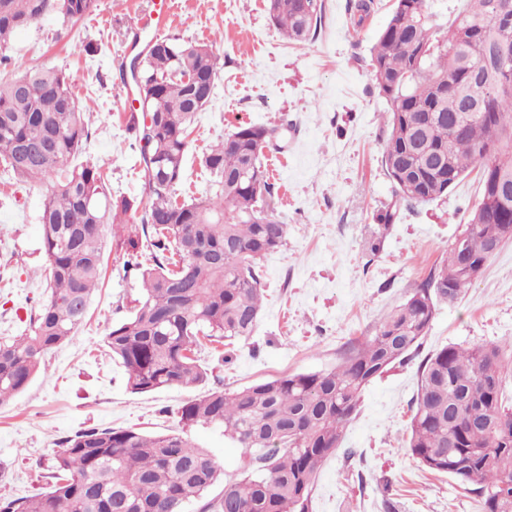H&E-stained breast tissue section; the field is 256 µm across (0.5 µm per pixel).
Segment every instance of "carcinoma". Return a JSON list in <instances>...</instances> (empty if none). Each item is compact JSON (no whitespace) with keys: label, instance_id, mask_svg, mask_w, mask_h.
Instances as JSON below:
<instances>
[{"label":"carcinoma","instance_id":"obj_1","mask_svg":"<svg viewBox=\"0 0 512 512\" xmlns=\"http://www.w3.org/2000/svg\"><path fill=\"white\" fill-rule=\"evenodd\" d=\"M99 0H0V65L14 34L54 13L72 25ZM323 0H272L269 15L289 42L306 43L322 26ZM141 116L129 129L140 146L143 194L112 197L100 169L77 162L91 132L69 75L30 67L0 79V162L21 181L52 179L40 215L48 301L18 336L0 339V405L24 391L44 356L84 321L102 278L107 224L142 288L132 313L105 344L127 387L145 393L196 387L208 379L203 341L253 336L262 307V259L280 249L288 225L275 216L276 188L261 157L278 128L244 123L212 146L203 165L209 192L180 202L188 128L212 98L219 58L207 44L157 39L136 56ZM390 104L382 165L407 207L448 191L479 169L482 195L461 234L375 334L350 342L330 371L273 377L237 390L215 389L185 403L178 429L87 428L58 442L51 482L29 497L0 498V512H183L215 484L220 497L202 512H310L323 463L341 448L364 387L416 354L441 302H453L483 271L492 244L512 239V0H467L442 31L428 0H395L370 58ZM193 74L186 83L182 74ZM509 367L498 344L446 345L419 366L407 450L480 499L483 512H512V403ZM224 430L242 449L236 475L224 471L188 432Z\"/></svg>","mask_w":512,"mask_h":512}]
</instances>
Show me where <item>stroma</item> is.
I'll return each mask as SVG.
<instances>
[{"label":"stroma","mask_w":512,"mask_h":512,"mask_svg":"<svg viewBox=\"0 0 512 512\" xmlns=\"http://www.w3.org/2000/svg\"><path fill=\"white\" fill-rule=\"evenodd\" d=\"M155 0H100L76 25L54 14L18 31L8 65L64 70L87 106L91 137L85 160L107 174L113 194L142 191L139 146L129 128L126 84L119 68L135 54L133 19ZM166 31L180 43L212 45L221 69L214 95L190 125L186 179L178 199L205 193L202 165L210 145L235 126H281L262 162L277 193L276 215L288 237L262 261L263 311L254 335L205 349V384L131 392L104 338L129 315L139 293L135 270L105 249L107 275L84 322L49 352L31 384L0 406V497L42 491L57 442L84 428H136L167 433L177 411L205 392L235 390L268 378L333 368L349 341L373 335L434 268L479 201L476 174L447 195L395 207L382 165L389 104L369 67L370 49L388 22L391 0H375L354 26L349 0H325L317 37L289 43L271 20L266 0H173ZM48 181H20L0 167V336L24 330L46 303L41 276L40 212ZM396 216L379 249L372 232ZM512 339V241L453 303L440 304L418 355L391 366L363 390L358 414L344 430L343 450L322 465L312 512H482L476 498L445 474L423 468L406 450L422 356L449 344L469 347ZM190 437L209 449L225 475L240 448L222 430L199 426Z\"/></svg>","instance_id":"stroma-1"}]
</instances>
